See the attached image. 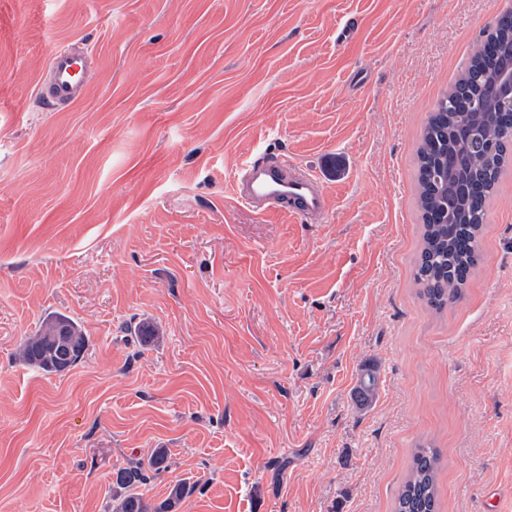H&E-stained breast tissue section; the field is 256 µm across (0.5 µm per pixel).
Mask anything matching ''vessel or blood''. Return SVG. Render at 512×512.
<instances>
[{"instance_id":"obj_1","label":"vessel or blood","mask_w":512,"mask_h":512,"mask_svg":"<svg viewBox=\"0 0 512 512\" xmlns=\"http://www.w3.org/2000/svg\"><path fill=\"white\" fill-rule=\"evenodd\" d=\"M96 59L83 43L54 49L38 84L45 109L61 111L84 99ZM231 191L237 201L260 214L280 212L315 221L326 211V191L313 171L296 166L285 155L254 152L238 166Z\"/></svg>"}]
</instances>
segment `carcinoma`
<instances>
[{
	"label": "carcinoma",
	"mask_w": 512,
	"mask_h": 512,
	"mask_svg": "<svg viewBox=\"0 0 512 512\" xmlns=\"http://www.w3.org/2000/svg\"><path fill=\"white\" fill-rule=\"evenodd\" d=\"M493 48L477 46L468 68L438 101L424 126L417 151L418 207L422 237L415 282L437 312L463 295L481 260V231L486 204L512 155V114L492 113L489 82L498 71L499 47L512 44V23L492 37ZM89 349L77 320L63 314L44 316L27 337L17 361L46 375L76 366ZM378 395L377 371L362 369L356 403L365 407ZM165 448L154 450L148 466L131 463L116 472L112 512H179L188 490L177 481L155 503L142 487L147 471L169 468ZM440 456L434 448L416 449L394 512H438Z\"/></svg>",
	"instance_id": "carcinoma-1"
}]
</instances>
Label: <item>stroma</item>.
I'll use <instances>...</instances> for the list:
<instances>
[{
	"label": "stroma",
	"instance_id": "35a3bbf8",
	"mask_svg": "<svg viewBox=\"0 0 512 512\" xmlns=\"http://www.w3.org/2000/svg\"><path fill=\"white\" fill-rule=\"evenodd\" d=\"M511 8L0 0V512H112L157 448L145 493L186 482L180 512H393L421 445L440 512H512V165L463 298L435 312L414 280L422 128ZM78 41L86 98L43 110ZM260 149L322 178L320 220L233 199ZM50 312L90 338L57 375L15 360ZM96 59L85 44L53 49L38 84V99L47 110L61 111L84 99ZM378 374L377 371L370 366H365L359 377L357 387L356 403L361 406H369L373 403L378 395Z\"/></svg>",
	"mask_w": 512,
	"mask_h": 512
}]
</instances>
